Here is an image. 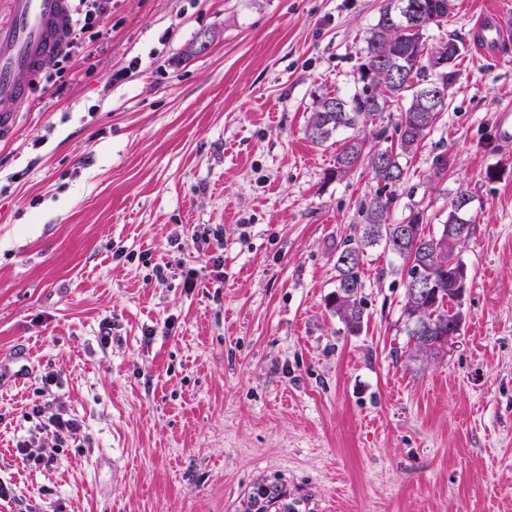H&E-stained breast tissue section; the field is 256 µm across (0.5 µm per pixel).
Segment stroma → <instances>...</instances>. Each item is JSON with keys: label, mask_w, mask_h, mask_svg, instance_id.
Masks as SVG:
<instances>
[{"label": "stroma", "mask_w": 512, "mask_h": 512, "mask_svg": "<svg viewBox=\"0 0 512 512\" xmlns=\"http://www.w3.org/2000/svg\"><path fill=\"white\" fill-rule=\"evenodd\" d=\"M382 4L112 0L64 85L38 82L0 141V512H252L261 487L268 512H512V0H454L429 29L463 41L459 77L391 189L393 224L471 198L453 349L409 361L383 246L360 331L327 305L378 186L330 178L338 145L308 117L359 89ZM483 12L507 32L487 56ZM200 224L223 228V265ZM47 372L82 426L28 464Z\"/></svg>", "instance_id": "obj_1"}]
</instances>
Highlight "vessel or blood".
<instances>
[{
    "label": "vessel or blood",
    "instance_id": "vessel-or-blood-1",
    "mask_svg": "<svg viewBox=\"0 0 512 512\" xmlns=\"http://www.w3.org/2000/svg\"><path fill=\"white\" fill-rule=\"evenodd\" d=\"M10 24L0 28V100L15 103L10 112L0 113V140L13 136L18 107L31 99L40 75L50 65L65 41L69 15L68 0H9ZM503 31L493 19L480 20L475 27L479 51L496 47Z\"/></svg>",
    "mask_w": 512,
    "mask_h": 512
}]
</instances>
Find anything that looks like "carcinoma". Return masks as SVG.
Masks as SVG:
<instances>
[{
	"instance_id": "carcinoma-1",
	"label": "carcinoma",
	"mask_w": 512,
	"mask_h": 512,
	"mask_svg": "<svg viewBox=\"0 0 512 512\" xmlns=\"http://www.w3.org/2000/svg\"><path fill=\"white\" fill-rule=\"evenodd\" d=\"M405 0H384L377 22L369 29L365 38L363 62L360 65L361 90L344 99L339 96L323 97L312 109L307 128L310 138L317 143L327 142L340 128H355L374 119L387 109V104L409 98L406 107L398 113L395 124L397 148L375 149L367 146L368 136H355L341 141L336 153V166L329 177L341 179L361 164H367L374 179L387 188L403 179L401 155L415 149L428 135L438 114L445 111L448 101H440L438 110L429 111L424 89L432 84L442 88L444 97L456 84L448 80V73L459 76L457 69L448 66L436 68L435 54L438 48H453L451 60L461 55L456 39L439 45H428L425 32L432 26L441 27L452 13L453 0H413L422 5L425 23L410 25L402 20L401 5ZM391 199L377 193L366 210V223L361 225L356 239L342 242L336 258L337 289L330 305L336 315L352 332L361 328L364 317L365 288L363 265L364 250L384 243L392 253L408 266L411 260L435 255L434 287L432 294L419 299L405 285L402 315L406 319L407 335L413 341L409 359L413 361H437L445 357L440 349L425 346L419 338L425 325L431 326V335L446 336L450 326L462 322L460 311L452 310L451 304L459 299V284L456 270L465 265L460 257L462 248L472 230L448 243L449 226L456 222L468 224L466 210L457 215H448L446 220L431 231L421 226L417 213L407 218V223L417 224V233L403 242L396 239L397 225L388 223Z\"/></svg>"
}]
</instances>
